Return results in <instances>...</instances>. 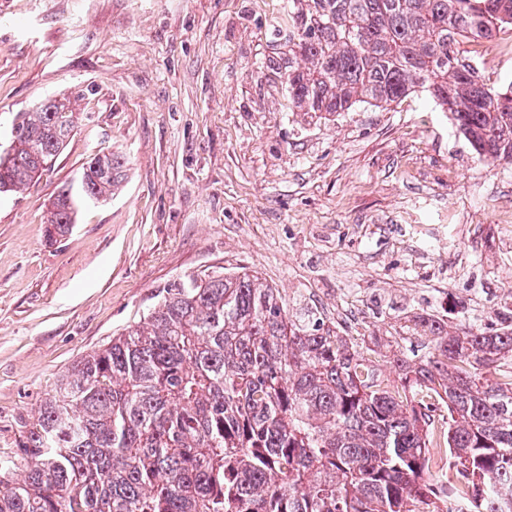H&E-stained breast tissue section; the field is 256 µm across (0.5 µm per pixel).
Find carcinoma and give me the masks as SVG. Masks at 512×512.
Here are the masks:
<instances>
[{"label": "carcinoma", "mask_w": 512, "mask_h": 512, "mask_svg": "<svg viewBox=\"0 0 512 512\" xmlns=\"http://www.w3.org/2000/svg\"><path fill=\"white\" fill-rule=\"evenodd\" d=\"M505 28L512 0H288L267 69L290 111L328 121L424 92L479 159L512 162V80L487 84L458 49ZM16 120L0 193L52 166L79 113L64 97ZM124 177L123 157H92L54 199L48 238ZM493 316V329L462 318L453 332L409 319L403 331L430 350L397 360V389L316 314H289L255 271L180 283L20 419L25 474L0 465V512H432V448L464 485L448 512H512V306Z\"/></svg>", "instance_id": "carcinoma-1"}]
</instances>
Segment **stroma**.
<instances>
[{
    "label": "stroma",
    "mask_w": 512,
    "mask_h": 512,
    "mask_svg": "<svg viewBox=\"0 0 512 512\" xmlns=\"http://www.w3.org/2000/svg\"><path fill=\"white\" fill-rule=\"evenodd\" d=\"M285 4L0 0V142L45 99L81 113L37 183L0 194V461L64 371L192 277L256 270L393 382L394 355L426 353L408 318L512 302V163L478 160L422 94L333 121L289 112L262 75ZM478 68L511 82L512 46ZM108 153L121 192L49 240L55 196Z\"/></svg>",
    "instance_id": "35a3bbf8"
}]
</instances>
